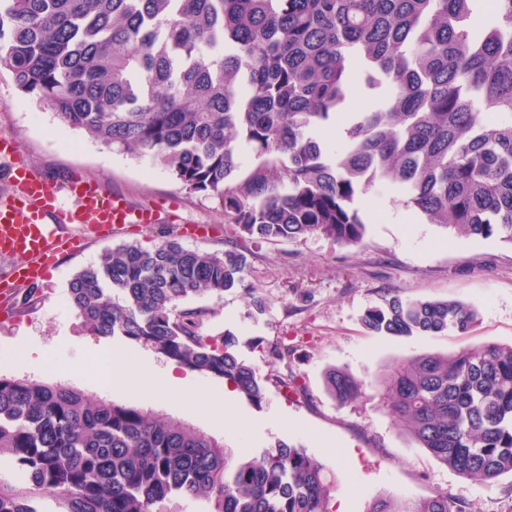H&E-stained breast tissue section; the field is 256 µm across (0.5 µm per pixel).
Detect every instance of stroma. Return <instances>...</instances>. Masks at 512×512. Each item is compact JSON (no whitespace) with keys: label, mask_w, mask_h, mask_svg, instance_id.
Segmentation results:
<instances>
[{"label":"stroma","mask_w":512,"mask_h":512,"mask_svg":"<svg viewBox=\"0 0 512 512\" xmlns=\"http://www.w3.org/2000/svg\"><path fill=\"white\" fill-rule=\"evenodd\" d=\"M15 138L24 159L49 177L83 174L136 208L153 210L156 222L113 232L103 238L90 227L72 224L80 250L60 254L48 278L29 302L13 296L9 318H0V375L28 376L73 385L85 393L122 404H138L134 394L108 390L94 378L97 349L110 347L155 364L161 371L196 382L223 395L221 380L191 375L175 361L120 336L102 338L85 331L66 303L68 284L80 270L116 246H151L166 231L187 248L223 252L239 242L234 225L221 223L217 203L187 193L166 167L150 158L133 159L88 141L60 126L50 109L15 91L0 68V136ZM367 221L361 246L354 250L312 237L300 242L264 241L246 253L242 286L223 295L202 294L180 302V309L203 311L208 336L233 335L238 356L268 377L261 405L235 397L215 427L207 408L189 410L177 398L156 403V410L223 441L233 454L259 456L277 442L303 445L337 476L336 502L345 512H366L369 502L387 494L416 500L447 493L461 512H512V475L478 484L442 465L397 424L378 397L345 406L330 396L326 372L345 367L374 380L391 366L423 353L453 354L487 343L512 344V243L499 236L460 237L418 217L402 204L399 188L385 186L356 202ZM189 224L205 225L187 236ZM266 301L253 314L247 289ZM404 299L459 300L474 307L477 321L468 334L380 336L360 322L387 292ZM47 348L44 361L27 362L20 341ZM295 346L290 363L271 357L273 343ZM296 375L301 394H286L273 376ZM249 422L236 426L237 419Z\"/></svg>","instance_id":"35a3bbf8"}]
</instances>
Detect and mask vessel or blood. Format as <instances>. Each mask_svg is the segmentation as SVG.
Returning a JSON list of instances; mask_svg holds the SVG:
<instances>
[{
    "label": "vessel or blood",
    "mask_w": 512,
    "mask_h": 512,
    "mask_svg": "<svg viewBox=\"0 0 512 512\" xmlns=\"http://www.w3.org/2000/svg\"><path fill=\"white\" fill-rule=\"evenodd\" d=\"M0 167L9 183L0 194V256L15 261L0 277L2 297L43 280L47 264L73 249L66 225L90 224L109 232L155 221L151 210L133 208L123 197L105 193L90 177L76 174L61 185L50 181L28 166L16 142L5 136L0 138Z\"/></svg>",
    "instance_id": "obj_1"
}]
</instances>
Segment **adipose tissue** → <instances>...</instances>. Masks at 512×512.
I'll list each match as a JSON object with an SVG mask.
<instances>
[{"instance_id": "1", "label": "adipose tissue", "mask_w": 512, "mask_h": 512, "mask_svg": "<svg viewBox=\"0 0 512 512\" xmlns=\"http://www.w3.org/2000/svg\"><path fill=\"white\" fill-rule=\"evenodd\" d=\"M98 359L106 372L108 387L135 390L152 398L171 393L186 406L214 403L211 394L202 386L169 375L161 377L150 373L144 362L126 358L111 349L100 350Z\"/></svg>"}]
</instances>
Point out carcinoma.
Returning <instances> with one entry per match:
<instances>
[{"mask_svg":"<svg viewBox=\"0 0 512 512\" xmlns=\"http://www.w3.org/2000/svg\"><path fill=\"white\" fill-rule=\"evenodd\" d=\"M0 65L22 96L86 139L149 156L187 192L215 198L249 239L363 242L355 200L382 183L456 234L512 242V0H0ZM388 87L387 108L346 112L353 84ZM343 123L333 150L317 129ZM259 164L244 178L239 143ZM238 248H184L166 232L105 251L68 284L85 330L125 337L259 405L266 383L227 334L202 333L178 302L244 282ZM462 301L365 310L384 336L464 334ZM340 405L366 380L325 375ZM376 395L420 447L460 476L512 474V345L398 363ZM0 512H333L336 476L279 442L233 458L224 443L136 405L70 385L0 376ZM50 494L57 508H43ZM367 512H462L444 492L375 499Z\"/></svg>","mask_w":512,"mask_h":512,"instance_id":"1","label":"carcinoma"}]
</instances>
